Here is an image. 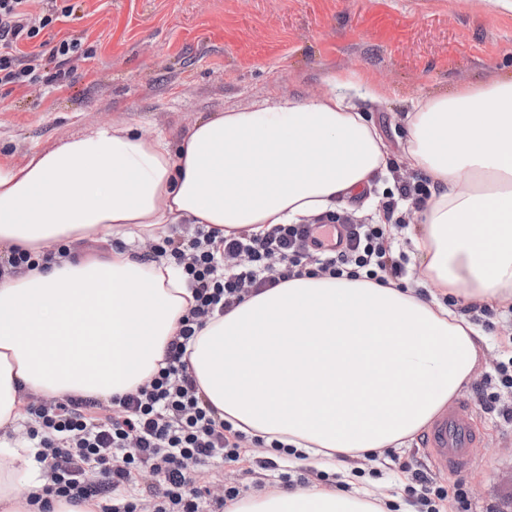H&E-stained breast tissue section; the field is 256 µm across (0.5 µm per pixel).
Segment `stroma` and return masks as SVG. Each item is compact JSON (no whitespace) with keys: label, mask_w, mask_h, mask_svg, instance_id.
<instances>
[{"label":"stroma","mask_w":512,"mask_h":512,"mask_svg":"<svg viewBox=\"0 0 512 512\" xmlns=\"http://www.w3.org/2000/svg\"><path fill=\"white\" fill-rule=\"evenodd\" d=\"M55 29L93 55L51 87L0 90V160L24 164L31 151L115 118L176 138L201 117L276 91L318 95L326 75L366 70L389 96L358 106L382 133L390 179L411 182L419 174L402 162V118L412 100L512 77V11L495 0H78ZM481 322L495 345L459 394L479 458L468 471L437 473L439 486L463 496L449 512H512V426L484 413L472 390L512 323L497 305Z\"/></svg>","instance_id":"1"}]
</instances>
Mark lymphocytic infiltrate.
<instances>
[{"label": "lymphocytic infiltrate", "mask_w": 512, "mask_h": 512, "mask_svg": "<svg viewBox=\"0 0 512 512\" xmlns=\"http://www.w3.org/2000/svg\"><path fill=\"white\" fill-rule=\"evenodd\" d=\"M0 0V88L40 85L50 63L88 58L81 39L64 36L50 50L21 53L22 41L37 38L71 16L70 0ZM427 182L399 184L384 204V223H354L329 211L301 224H269L262 232L220 238L203 224L178 236L155 240L150 257H166L182 269L194 303L182 318L165 367L134 392L113 399L112 412L98 400L73 396L38 400L28 410L24 436L35 448L48 479L30 504L51 512L63 498L79 505L98 504L100 512H137L143 495L155 500V512H228L240 489L215 491L203 480L200 465L220 460L246 464L247 474L275 468V453L285 444L233 429L200 394L189 370L187 346L215 315L232 311L246 298L274 288L304 272L337 278L365 271L368 279L400 281L406 269L393 252L388 225L402 227L399 204L425 202ZM332 227L336 247L325 250L315 231ZM486 413L512 424V349L503 350L477 390ZM270 447L256 457L254 447Z\"/></svg>", "instance_id": "f902f5d3"}]
</instances>
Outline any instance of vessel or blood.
Instances as JSON below:
<instances>
[{"label": "vessel or blood", "instance_id": "obj_1", "mask_svg": "<svg viewBox=\"0 0 512 512\" xmlns=\"http://www.w3.org/2000/svg\"><path fill=\"white\" fill-rule=\"evenodd\" d=\"M476 435L462 407H454L438 417L428 428L423 446L434 468L464 472L476 459Z\"/></svg>", "mask_w": 512, "mask_h": 512}]
</instances>
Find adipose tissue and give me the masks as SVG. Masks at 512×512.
<instances>
[{"label":"adipose tissue","instance_id":"adipose-tissue-1","mask_svg":"<svg viewBox=\"0 0 512 512\" xmlns=\"http://www.w3.org/2000/svg\"><path fill=\"white\" fill-rule=\"evenodd\" d=\"M325 81L323 94H275L176 139L117 119L23 166L0 161V251L61 246L40 268L0 274V430L23 420L28 394L108 401L164 367L193 298L181 269L142 261L138 242L177 224L224 237L296 224L386 175V147L355 103L386 87L365 71ZM405 118L403 157L431 182L406 230L423 264L416 286L306 273L195 340L190 370L221 418L335 477L246 494L232 512H414L342 461L402 447L471 380L491 337L447 297L512 303V79L417 98ZM30 453L0 441V512H32L28 494L45 487Z\"/></svg>","mask_w":512,"mask_h":512}]
</instances>
